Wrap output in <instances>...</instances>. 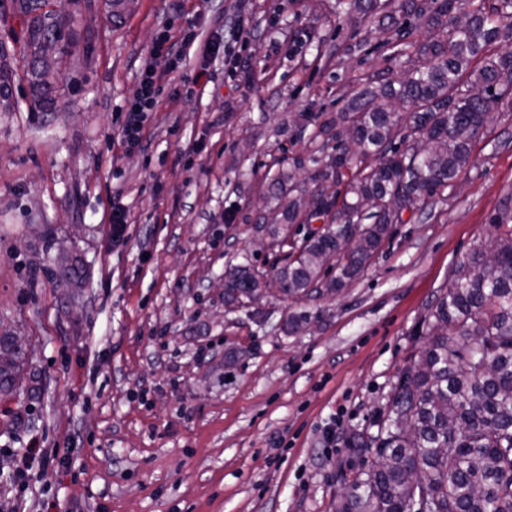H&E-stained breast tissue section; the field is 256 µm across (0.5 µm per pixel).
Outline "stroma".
<instances>
[{"label": "stroma", "instance_id": "obj_1", "mask_svg": "<svg viewBox=\"0 0 512 512\" xmlns=\"http://www.w3.org/2000/svg\"><path fill=\"white\" fill-rule=\"evenodd\" d=\"M353 0H78L56 101L0 112V334L25 336L23 386L0 398V512H337L355 430H372L452 268L497 233L512 195V102L442 199L405 213L336 296L224 302V275L288 259L271 183L313 192L323 156L301 112L333 115L386 69ZM198 51L163 75L141 148L121 107L163 25ZM242 20L246 40L235 37ZM26 18L0 0V45ZM229 46L204 54L206 43ZM211 81L191 83L195 71ZM302 168H294V158ZM127 224L112 242L108 215ZM306 316L291 329L289 319ZM72 453L42 472L39 449ZM39 481L15 483L17 469Z\"/></svg>", "mask_w": 512, "mask_h": 512}]
</instances>
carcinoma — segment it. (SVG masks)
I'll list each match as a JSON object with an SVG mask.
<instances>
[{
	"label": "carcinoma",
	"instance_id": "cac0c4a2",
	"mask_svg": "<svg viewBox=\"0 0 512 512\" xmlns=\"http://www.w3.org/2000/svg\"><path fill=\"white\" fill-rule=\"evenodd\" d=\"M27 17L25 47L31 58L35 100L51 105V86L42 80L53 68L68 34L45 10L47 0H18ZM359 22L387 34L377 48L387 60L405 64L404 80L380 74L360 78L361 88L335 116L318 121L312 112L297 119L317 126L322 146L335 153L318 173L324 186L305 200L281 205L279 224H308L319 217L335 225L309 236L295 261L271 273L283 299L340 290L356 277L391 235L403 214L425 209L453 186L468 165L473 141L494 119L499 103L512 97V0H361ZM428 27L413 38L410 19ZM14 69L0 46V112H12ZM399 87H394V84ZM361 141L349 156L341 147L345 127ZM352 228L360 240L350 256L338 254L336 236ZM496 276L485 274L487 252ZM336 254V276L321 277L325 255ZM269 293L268 276L250 264L230 272L226 304ZM431 336L404 370L374 433L356 431L349 447L359 457L374 451L382 468L358 469L341 512H512V230L475 247L451 273L448 288L431 307Z\"/></svg>",
	"mask_w": 512,
	"mask_h": 512
}]
</instances>
